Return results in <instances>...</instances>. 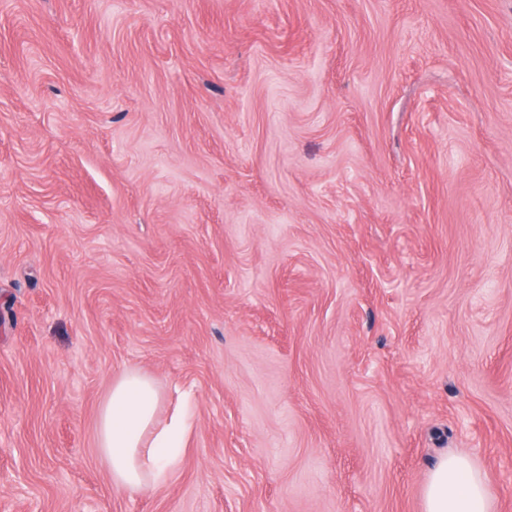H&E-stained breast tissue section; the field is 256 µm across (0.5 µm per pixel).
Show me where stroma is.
Listing matches in <instances>:
<instances>
[{"mask_svg":"<svg viewBox=\"0 0 512 512\" xmlns=\"http://www.w3.org/2000/svg\"><path fill=\"white\" fill-rule=\"evenodd\" d=\"M134 367L195 427L113 490ZM512 512V0H0V512ZM491 478L464 455H447L424 489V512H492Z\"/></svg>","mask_w":512,"mask_h":512,"instance_id":"35a3bbf8","label":"stroma"}]
</instances>
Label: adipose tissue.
<instances>
[{
	"mask_svg": "<svg viewBox=\"0 0 512 512\" xmlns=\"http://www.w3.org/2000/svg\"><path fill=\"white\" fill-rule=\"evenodd\" d=\"M155 382L126 368L112 378L95 425L97 452L119 490H151L175 473L192 429L187 407L158 424ZM491 478L464 455L443 457L424 489V512H491Z\"/></svg>",
	"mask_w": 512,
	"mask_h": 512,
	"instance_id": "ef3b65f1",
	"label": "adipose tissue"
}]
</instances>
